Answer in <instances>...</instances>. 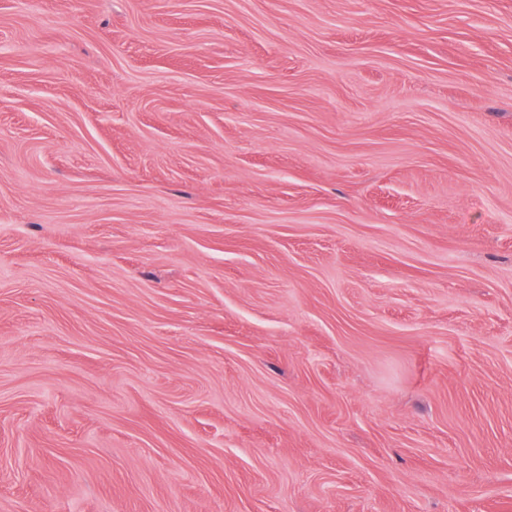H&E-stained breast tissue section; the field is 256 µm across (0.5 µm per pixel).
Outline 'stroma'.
Listing matches in <instances>:
<instances>
[{
	"label": "stroma",
	"instance_id": "1",
	"mask_svg": "<svg viewBox=\"0 0 512 512\" xmlns=\"http://www.w3.org/2000/svg\"><path fill=\"white\" fill-rule=\"evenodd\" d=\"M0 512H512V0H0Z\"/></svg>",
	"mask_w": 512,
	"mask_h": 512
}]
</instances>
